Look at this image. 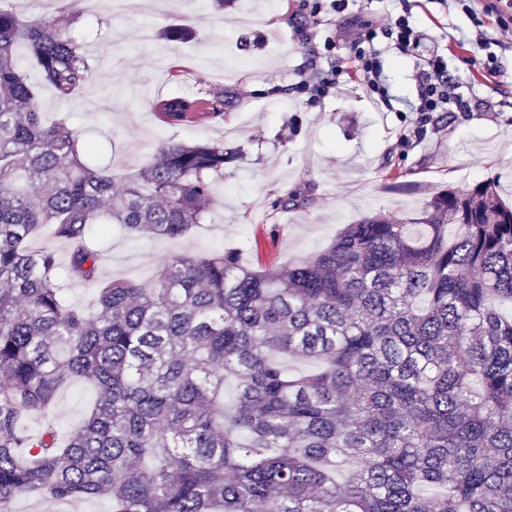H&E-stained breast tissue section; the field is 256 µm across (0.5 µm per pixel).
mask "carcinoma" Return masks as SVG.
Wrapping results in <instances>:
<instances>
[{"mask_svg": "<svg viewBox=\"0 0 512 512\" xmlns=\"http://www.w3.org/2000/svg\"><path fill=\"white\" fill-rule=\"evenodd\" d=\"M21 42L59 97L90 81L70 29L0 0V512L31 497L108 512H512V201L495 180L364 217L273 277L229 248L174 255L147 287L101 285L94 226L181 237L232 155L169 143L114 191L78 132L44 120ZM222 106L173 93L155 109ZM45 227L68 246V276L96 286L87 307L67 303L55 249L32 248ZM278 354L314 369L291 375ZM73 380L96 399L63 440L48 411Z\"/></svg>", "mask_w": 512, "mask_h": 512, "instance_id": "obj_1", "label": "carcinoma"}]
</instances>
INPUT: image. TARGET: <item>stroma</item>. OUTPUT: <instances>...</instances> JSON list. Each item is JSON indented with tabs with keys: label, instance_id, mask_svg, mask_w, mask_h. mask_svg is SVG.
Instances as JSON below:
<instances>
[{
	"label": "stroma",
	"instance_id": "stroma-1",
	"mask_svg": "<svg viewBox=\"0 0 512 512\" xmlns=\"http://www.w3.org/2000/svg\"><path fill=\"white\" fill-rule=\"evenodd\" d=\"M411 11L448 61L468 105L463 112H381L360 84L354 55L338 43L332 22L319 21L308 0H163L160 12L113 15L107 0H86L73 13L52 0L49 15L79 32L92 82L60 99L41 82L19 47V64L35 83L46 120L67 117L81 142L105 145L100 164L114 175L149 164L167 142L223 141L239 148L212 177L213 204L202 224L177 240L112 232L94 237L102 251L101 277L149 284L174 253L207 255L243 247L242 261L268 274L326 248L348 224L366 216L421 208L448 187L468 188L494 178L512 197V26L496 14L482 26L494 42L498 73L484 52L449 42L450 28H472L458 0H358L348 14L377 34ZM185 39L167 40L165 27ZM342 57L346 72L328 96L314 99L301 83ZM390 95L417 94L419 55L386 47L381 57ZM201 91L224 95V110L170 124L154 110L158 97ZM413 143L401 146V135ZM301 195L302 207L285 198ZM94 388L73 381L51 410L61 433L87 415Z\"/></svg>",
	"mask_w": 512,
	"mask_h": 512
}]
</instances>
